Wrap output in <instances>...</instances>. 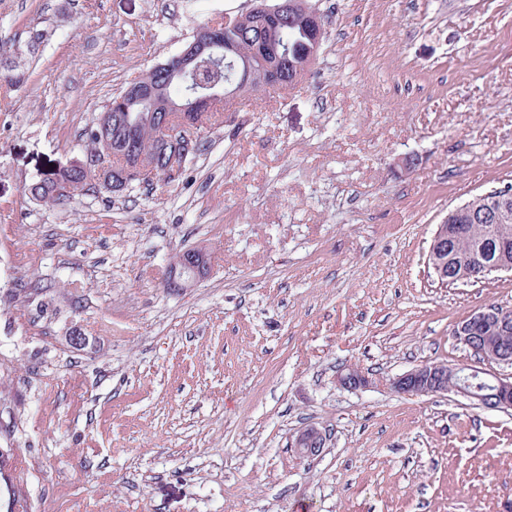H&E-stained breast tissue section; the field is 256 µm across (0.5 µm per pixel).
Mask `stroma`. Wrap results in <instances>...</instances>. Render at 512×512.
<instances>
[{
	"mask_svg": "<svg viewBox=\"0 0 512 512\" xmlns=\"http://www.w3.org/2000/svg\"><path fill=\"white\" fill-rule=\"evenodd\" d=\"M250 5L0 0L23 75L0 78V512H502L512 411L391 381L473 364L455 327L512 309L511 272L428 267L451 209L512 185V0H319L311 73L218 112L179 181L29 193L113 93ZM193 246L208 276L168 290ZM328 437L325 430L310 426L298 433L294 441V447L304 457L317 456L322 452Z\"/></svg>",
	"mask_w": 512,
	"mask_h": 512,
	"instance_id": "35a3bbf8",
	"label": "stroma"
}]
</instances>
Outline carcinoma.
<instances>
[{
  "mask_svg": "<svg viewBox=\"0 0 512 512\" xmlns=\"http://www.w3.org/2000/svg\"><path fill=\"white\" fill-rule=\"evenodd\" d=\"M305 9L314 6L313 0H300ZM305 9L292 14H285L272 22V26L246 27L233 26L223 29L224 42L234 48L230 53L233 66H218L210 63L208 59L201 58L194 72L191 83L196 86L197 92L191 93L187 85L177 76L166 70L156 67L149 70L139 78L141 82H154L163 87L167 98L173 105L172 112L190 119L197 131L195 138L202 141L198 132L205 129L210 120L212 110L224 106L220 101L213 105L203 107L197 104L199 93L211 85H221L229 91H237V95L266 91L269 89L285 90L294 85V77L288 67V61L303 56L312 44L307 31ZM288 45V59L283 61L281 77L278 83L268 84L260 80L245 83L248 74H261L270 57L282 45ZM123 92L112 96L105 110L87 133L89 140L88 152H105L116 154L121 143L133 138L138 144V150L155 155L158 150V139L154 125V118L150 111L135 105L130 113H124V105L118 102ZM85 179L84 174L77 166L62 167L45 175L29 189V193L37 201L55 203L68 198L62 192V184L68 183L72 190L81 188ZM482 253L487 259L494 260L501 255L512 258V201L498 223L495 234L487 232V225L472 224L459 221L448 225V265L461 266L471 255Z\"/></svg>",
  "mask_w": 512,
  "mask_h": 512,
  "instance_id": "obj_1",
  "label": "carcinoma"
}]
</instances>
